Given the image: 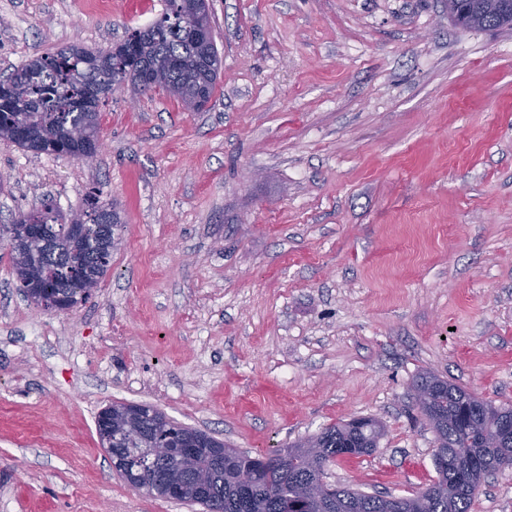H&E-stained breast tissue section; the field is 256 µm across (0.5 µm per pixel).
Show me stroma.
<instances>
[{"label":"stroma","mask_w":512,"mask_h":512,"mask_svg":"<svg viewBox=\"0 0 512 512\" xmlns=\"http://www.w3.org/2000/svg\"><path fill=\"white\" fill-rule=\"evenodd\" d=\"M0 0V72L105 49L164 0ZM222 59L198 112L125 88L91 164L0 138V224L89 191L125 222L99 288L40 312L0 248V512H201L132 491L115 403L261 456L358 416L385 435L327 481L432 484L425 372L512 406V28L448 0H209ZM473 512H512V469Z\"/></svg>","instance_id":"stroma-1"}]
</instances>
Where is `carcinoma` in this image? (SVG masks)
<instances>
[{"instance_id": "carcinoma-1", "label": "carcinoma", "mask_w": 512, "mask_h": 512, "mask_svg": "<svg viewBox=\"0 0 512 512\" xmlns=\"http://www.w3.org/2000/svg\"><path fill=\"white\" fill-rule=\"evenodd\" d=\"M166 3V11L148 25V32L128 31L106 54L73 44L31 59L0 78V137L35 154L91 161V138L99 125L90 106L92 97L114 85L136 88L133 77L148 71L162 73L171 95L186 109L201 110L216 89L219 51L209 33L193 38L186 32L188 20L195 16L192 0ZM100 200L102 192H89L82 212L71 220L81 224L93 219L80 238L69 235L67 225L59 223L49 206L15 217L14 224L48 226L35 245L10 250L19 281L47 282L63 302L90 294L112 261V253L103 251L105 226L111 225L115 248L124 224L119 208L109 200H102L104 212L90 217V207ZM413 388L430 392V399L416 403V409L435 433L439 447L434 454L442 455L436 465L438 479L424 490L393 497L325 483L327 468L337 459L369 456L378 448L384 426L363 417L330 425L310 437L313 447L301 462L292 461L290 449L284 448L265 457L241 451L233 464L226 465L220 459L224 443L206 434L190 468L182 473L190 487L194 478L205 477L206 500L188 503L205 512H472L486 479L512 468V438L500 435L504 423L512 424V407L495 406L430 373L420 375ZM140 408V428L134 435L124 434L109 419L107 408L98 414L97 429H112V458L129 474L162 487L174 471L166 464L141 467L145 449L177 444L190 428L150 405ZM241 473L249 478L245 488L238 480ZM316 485L325 486V496L301 503V492Z\"/></svg>"}]
</instances>
